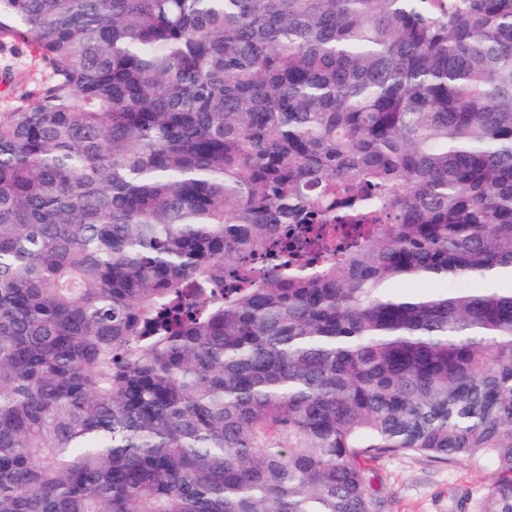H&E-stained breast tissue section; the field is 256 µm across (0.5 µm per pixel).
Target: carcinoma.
Listing matches in <instances>:
<instances>
[{
	"mask_svg": "<svg viewBox=\"0 0 512 512\" xmlns=\"http://www.w3.org/2000/svg\"><path fill=\"white\" fill-rule=\"evenodd\" d=\"M0 512H383L506 477L512 0H0ZM453 281L456 288L416 287ZM49 69L38 53L17 38H0V113L38 92ZM375 487L386 512H460L458 501L499 476L494 460L480 467L439 462L418 455H390L374 462Z\"/></svg>",
	"mask_w": 512,
	"mask_h": 512,
	"instance_id": "carcinoma-1",
	"label": "carcinoma"
}]
</instances>
